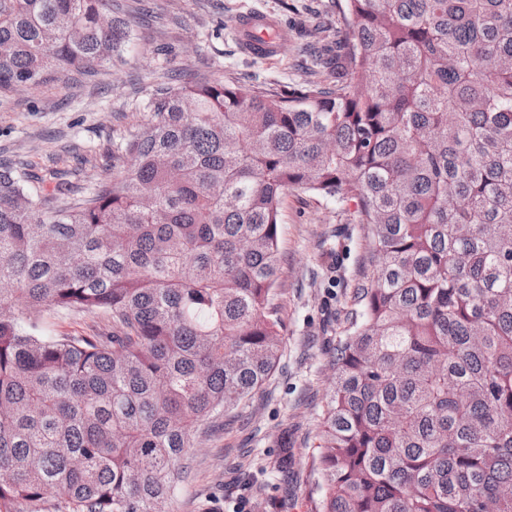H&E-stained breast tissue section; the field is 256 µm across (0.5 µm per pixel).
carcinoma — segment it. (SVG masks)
<instances>
[{"label":"carcinoma","instance_id":"obj_1","mask_svg":"<svg viewBox=\"0 0 512 512\" xmlns=\"http://www.w3.org/2000/svg\"><path fill=\"white\" fill-rule=\"evenodd\" d=\"M131 35L121 0H0V98ZM316 63L157 87L89 184L0 162V512H167L200 426L277 364L290 190L355 201L369 242L314 512H512V0H345Z\"/></svg>","mask_w":512,"mask_h":512}]
</instances>
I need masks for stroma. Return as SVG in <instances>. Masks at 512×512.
Returning <instances> with one entry per match:
<instances>
[{"label":"stroma","instance_id":"1","mask_svg":"<svg viewBox=\"0 0 512 512\" xmlns=\"http://www.w3.org/2000/svg\"><path fill=\"white\" fill-rule=\"evenodd\" d=\"M133 37L121 63L89 83L63 77L13 93L0 105V160L61 157L94 180L108 164L112 138L147 117L144 107L164 77L206 75L276 91L316 79L307 45L326 38L344 0H128ZM262 11L288 34L271 59L245 54L239 17ZM354 202L300 190L283 202L281 273L274 301L280 360L255 396L228 412L223 430L200 436L169 504L170 512H312L315 418L332 382L327 354L340 313L368 248L350 221ZM288 453L287 471L278 459Z\"/></svg>","mask_w":512,"mask_h":512}]
</instances>
